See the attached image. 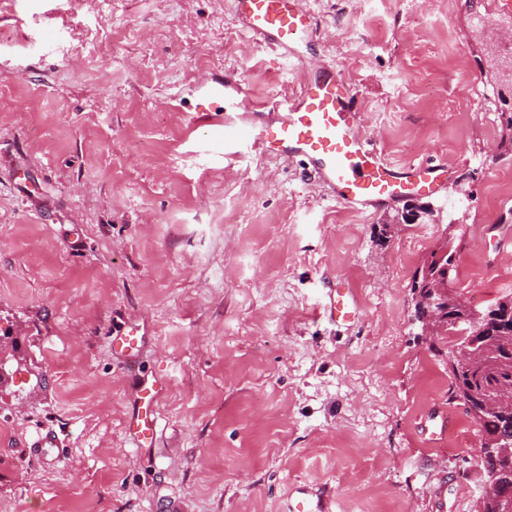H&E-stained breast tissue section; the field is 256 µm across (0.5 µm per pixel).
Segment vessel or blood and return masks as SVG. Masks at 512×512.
<instances>
[{"instance_id": "b4317fda", "label": "vessel or blood", "mask_w": 512, "mask_h": 512, "mask_svg": "<svg viewBox=\"0 0 512 512\" xmlns=\"http://www.w3.org/2000/svg\"><path fill=\"white\" fill-rule=\"evenodd\" d=\"M235 15L253 41L278 50L281 58L299 57V47L312 35L313 16L303 0H235ZM299 93L287 105L249 103L241 81L206 74L196 81L199 101L189 127L195 134H213L214 145L239 152L257 149L300 157L328 185L334 199L352 209L397 200L414 192L444 188V167L419 161L394 167L384 163L376 143L360 122L354 96L334 69L320 64L304 69ZM357 312L349 289L329 293L325 313L348 319ZM165 390L163 381L140 376L133 398L137 412L127 422L135 444L154 436V407ZM34 447L41 460L62 454L58 437L39 435Z\"/></svg>"}]
</instances>
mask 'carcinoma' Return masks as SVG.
<instances>
[{
  "instance_id": "carcinoma-1",
  "label": "carcinoma",
  "mask_w": 512,
  "mask_h": 512,
  "mask_svg": "<svg viewBox=\"0 0 512 512\" xmlns=\"http://www.w3.org/2000/svg\"><path fill=\"white\" fill-rule=\"evenodd\" d=\"M459 245L456 239L444 237L415 272L412 295L430 284L450 278L456 268ZM447 320L438 336L448 338V348L437 350L448 365L449 400L458 401L480 427L483 437H512V407L498 411L485 409V403L496 396L500 386L512 384V296L491 302L479 319L472 318V309L448 295ZM462 348L470 354V365L460 372L454 368V353ZM478 467L484 478L495 477L512 484V457L487 454L478 456Z\"/></svg>"
}]
</instances>
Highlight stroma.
Wrapping results in <instances>:
<instances>
[{
	"mask_svg": "<svg viewBox=\"0 0 512 512\" xmlns=\"http://www.w3.org/2000/svg\"><path fill=\"white\" fill-rule=\"evenodd\" d=\"M305 6V55L335 66L387 161L445 163L456 206L354 210L302 163L186 139L199 74L254 103L294 90L233 0H0V512H286L300 484L334 512H477V425L410 286L451 234L450 288L475 310L512 294V47L497 15L474 23L484 0ZM340 287L358 312L332 322ZM135 327L140 371L167 382L140 447L112 349ZM48 429L65 454L46 466L30 445Z\"/></svg>",
	"mask_w": 512,
	"mask_h": 512,
	"instance_id": "35a3bbf8",
	"label": "stroma"
}]
</instances>
